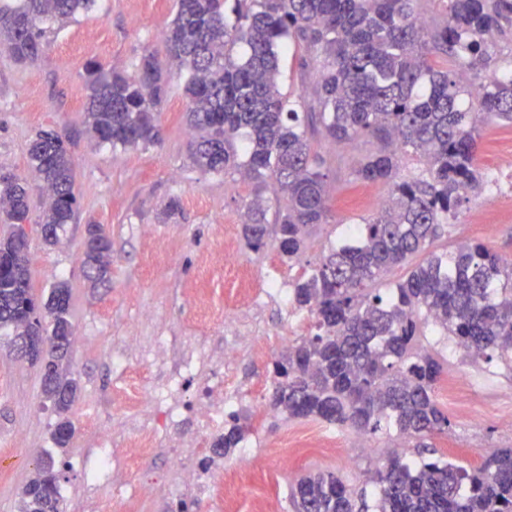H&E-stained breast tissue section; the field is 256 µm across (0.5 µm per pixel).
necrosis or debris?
I'll return each mask as SVG.
<instances>
[{"label": "necrosis or debris", "instance_id": "4bbe7bcc", "mask_svg": "<svg viewBox=\"0 0 512 512\" xmlns=\"http://www.w3.org/2000/svg\"><path fill=\"white\" fill-rule=\"evenodd\" d=\"M201 356L198 349L185 353L175 373L158 383L150 392L148 400L129 393L125 399L131 417L138 424L127 439L124 449L114 448L109 433L98 438L97 452L93 458L82 461L88 484L85 497L86 512H112V496L116 493H132L133 487L125 482L124 472L132 465L167 452V471L147 474L143 482L150 487H166L171 477H178L188 496H207L214 486L200 468V463L209 453L205 432L224 427V365L234 358L233 349H226L222 363L212 367L206 379H199L197 362ZM199 384L200 396L192 409L181 406L176 397L191 384ZM192 412L203 434L190 445H183L176 436V428L185 412Z\"/></svg>", "mask_w": 512, "mask_h": 512}]
</instances>
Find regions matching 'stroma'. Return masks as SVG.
<instances>
[{"instance_id": "1", "label": "stroma", "mask_w": 512, "mask_h": 512, "mask_svg": "<svg viewBox=\"0 0 512 512\" xmlns=\"http://www.w3.org/2000/svg\"><path fill=\"white\" fill-rule=\"evenodd\" d=\"M174 11L175 0H96L92 10L56 31L36 64L17 62L0 48V174L30 178L27 151L35 134L67 132L74 139L79 199L76 220L57 245H45L37 232L29 234L36 300L45 301L59 282L73 292L72 371L79 383L70 412L74 437L70 448H56L51 437L56 415L43 397L40 371L19 359L0 335V512H18L22 489L45 452L56 460L65 512H82L86 486L77 460L95 452L100 433H111L116 448L124 447L129 435L128 419L111 395L132 387L150 390L194 344L216 356L235 346L236 357L224 369V396L250 421L240 448L223 460V501L193 499L192 512H292L289 489L298 476L332 472L357 486L386 455V436L374 438V450L364 453L357 434L337 426L332 429L337 447H289V440L309 435L315 422L270 410L273 361L308 334L312 318L292 325L283 305L257 304L252 295L267 272L289 284L299 268L280 255L275 238H267L258 251L249 246L239 216L252 198L250 184L192 165L182 74L170 73L159 114L160 144L115 150L84 132L85 62L128 69L144 53L164 57V32ZM313 146L334 160L336 172L329 224L318 230L314 247L303 256L311 263L335 238L336 226L361 223L388 195L382 184L345 177L359 158L379 149L375 139L361 137L340 146L318 139ZM174 197L180 211L165 217ZM93 223L103 225L112 238V282L96 290L88 288L80 262L85 229ZM462 241L512 255V181L506 174H496L486 194L466 205L434 247L451 249ZM224 247L244 263L249 284L225 265ZM147 310L152 320H142ZM132 336L160 348L164 361L152 364L125 353ZM421 344L445 354L447 377L470 383L458 403L447 404L451 426L433 438V446L465 466L512 448V372L450 350L443 336L427 334Z\"/></svg>"}]
</instances>
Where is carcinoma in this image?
Wrapping results in <instances>:
<instances>
[{"label": "carcinoma", "mask_w": 512, "mask_h": 512, "mask_svg": "<svg viewBox=\"0 0 512 512\" xmlns=\"http://www.w3.org/2000/svg\"><path fill=\"white\" fill-rule=\"evenodd\" d=\"M430 0H175L164 41L168 64L185 75L189 152L204 172L233 174L253 186L245 235L265 245L275 228L280 254L294 264L329 223V169L310 133L336 145L360 137L380 149L353 168L355 180L391 187L376 213L301 269L292 301L312 332L273 363L270 406L290 419L321 420L360 435L395 436L417 448L393 449L355 490L332 473L310 472L291 487L293 512H512V448L467 469L427 440L451 421L436 397L444 360L420 346L432 326L464 353L512 371V264L482 243L450 252L429 247L462 207L482 196L488 172L477 162L480 129L512 124V68L498 71L497 36L512 27V0H441L443 17L425 25ZM95 0H14L0 5V47L34 63L64 26ZM303 52L312 98L280 91V56ZM87 132L112 149L159 140L167 69L155 55L134 71L86 64ZM482 90L473 100L470 86ZM69 137L36 135L29 168L45 197L36 221L47 244L77 211ZM425 175L399 179L405 149ZM278 201L268 224L263 194ZM29 186L0 175V329L14 339L73 335V294L61 282L43 305L29 258ZM86 281H111L112 239L101 232L81 253ZM397 269L404 273L393 280ZM30 363L58 421L59 448L74 434L67 416L77 393L71 348L49 347ZM249 416L232 412L213 447L228 456L245 439ZM54 463L42 462L21 493L20 512H62Z\"/></svg>", "instance_id": "obj_1"}]
</instances>
